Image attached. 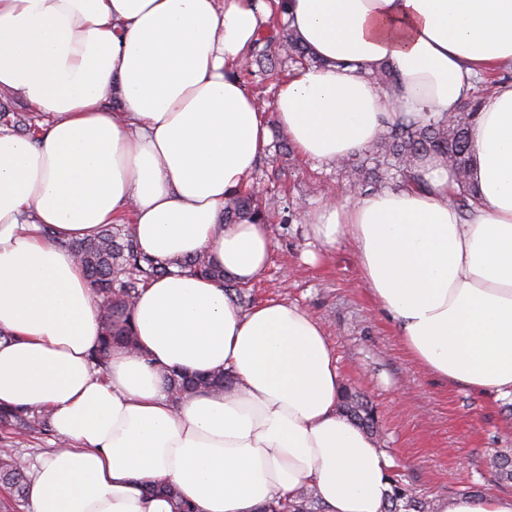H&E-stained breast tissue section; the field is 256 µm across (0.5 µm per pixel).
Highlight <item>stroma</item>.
Listing matches in <instances>:
<instances>
[{
  "label": "stroma",
  "instance_id": "stroma-1",
  "mask_svg": "<svg viewBox=\"0 0 512 512\" xmlns=\"http://www.w3.org/2000/svg\"><path fill=\"white\" fill-rule=\"evenodd\" d=\"M271 151L260 160L252 189L286 198L288 220L273 217L271 262L252 284L254 303L280 298L297 304L325 327L343 386L364 394L378 417L376 441L393 459V470L417 494L437 500L469 490L508 492L487 464L495 451L512 448V400L441 381L413 359L394 325L362 285L352 242L318 249L310 245L305 211L336 197L362 198L335 164L319 165L298 152H276L280 129L271 126Z\"/></svg>",
  "mask_w": 512,
  "mask_h": 512
}]
</instances>
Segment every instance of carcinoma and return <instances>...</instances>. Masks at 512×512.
Listing matches in <instances>:
<instances>
[{
  "label": "carcinoma",
  "instance_id": "cac0c4a2",
  "mask_svg": "<svg viewBox=\"0 0 512 512\" xmlns=\"http://www.w3.org/2000/svg\"><path fill=\"white\" fill-rule=\"evenodd\" d=\"M284 51L294 64L319 65L318 59L303 45L287 24L273 27V34L259 35L252 51L256 60L269 58L271 45ZM494 84L481 82L453 115L443 114L421 124L401 116L384 129L364 152L361 162L348 164V176L356 185L381 190L383 176L393 169L405 182H421L419 174L423 160L432 157L448 165L458 185L456 203L462 214L470 211L469 200L473 186L469 171L474 160L470 130L481 101L492 93ZM287 205H273L254 193H235L224 203V223L236 224L243 219L268 220L270 214L287 210ZM89 286L98 301L102 336L98 348L92 351L95 364L106 368L108 354L114 345L133 348L136 345L129 321L131 309L141 291L154 279L170 273L169 265L148 258L139 248L130 226L112 224L94 240L72 247ZM181 268L215 278L224 284L225 293L237 304H249L247 288L235 282L214 266L207 254L201 253L184 262ZM168 396L173 406L200 391H222L228 388L229 378L217 371L206 375L181 371H164ZM341 409L362 429L373 432L375 410L360 395L345 389ZM0 425L15 431L39 433L51 431L50 412L43 407L0 408ZM495 476L502 482H512V450L496 453L491 460ZM29 466L12 450L0 449V486L17 498L29 492ZM391 494L384 512H436L435 501L416 494L403 479L391 476ZM151 494H162L174 503V512H194L193 505L180 491L168 484L152 485ZM269 512H321L319 499L313 489H304L286 496L269 507Z\"/></svg>",
  "mask_w": 512,
  "mask_h": 512
}]
</instances>
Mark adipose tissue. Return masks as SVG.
<instances>
[{
  "instance_id": "obj_1",
  "label": "adipose tissue",
  "mask_w": 512,
  "mask_h": 512,
  "mask_svg": "<svg viewBox=\"0 0 512 512\" xmlns=\"http://www.w3.org/2000/svg\"><path fill=\"white\" fill-rule=\"evenodd\" d=\"M268 0H0V94L44 114L38 142L0 128V406H44L67 446L37 458L29 512H263L301 488L322 512H384L392 461L338 410L323 325L298 305L250 309L181 272L138 298V352L90 358L99 307L72 245L130 223L147 256L208 252L243 285L266 273L268 225L224 223L278 125L332 164L398 113L456 112L512 64V0H283L320 60L277 86L271 112L236 75L268 25ZM386 66L388 84L370 74ZM119 108H111L112 98ZM476 200L461 217L447 166L306 212L326 246L353 241L360 274L415 361L439 379L512 397V83L471 129ZM53 231L40 235L41 226ZM224 371L230 390L172 406L164 371ZM437 512H512V493L462 495Z\"/></svg>"
}]
</instances>
